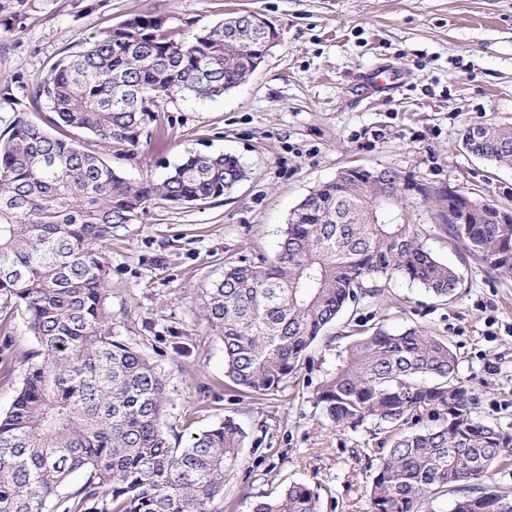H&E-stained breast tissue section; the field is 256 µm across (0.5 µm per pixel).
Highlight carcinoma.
I'll use <instances>...</instances> for the list:
<instances>
[{"label": "carcinoma", "instance_id": "cac0c4a2", "mask_svg": "<svg viewBox=\"0 0 512 512\" xmlns=\"http://www.w3.org/2000/svg\"><path fill=\"white\" fill-rule=\"evenodd\" d=\"M224 24L179 36L144 12L61 58L36 82L55 124L133 147L155 120L158 99L215 97L257 69L251 33L226 38ZM462 146L512 167V125L477 124ZM248 178L233 155H193L160 181L135 182L112 165L17 119L0 136V309H21L37 343L21 389L0 413V512H222L224 476L246 431L234 419L171 446L164 374L113 333L102 243L131 224L153 196L178 205L218 199ZM389 168L347 169L314 188L291 212L273 258L230 265L205 289L206 317L221 332L225 376L242 392H277L304 352L349 305L382 296L399 274L437 298L457 296L456 271L425 247L413 210L448 201L434 218L464 256L512 278V223L498 205L467 201ZM337 427L371 418L394 434L370 488L373 512H501L486 483L512 463V432L474 415L448 339L383 326L358 337L318 394ZM440 426L400 434L411 417ZM82 482L66 495L70 477ZM252 512H318L317 496L291 484Z\"/></svg>", "mask_w": 512, "mask_h": 512}]
</instances>
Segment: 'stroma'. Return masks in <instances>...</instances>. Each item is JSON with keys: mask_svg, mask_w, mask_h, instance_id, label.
<instances>
[{"mask_svg": "<svg viewBox=\"0 0 512 512\" xmlns=\"http://www.w3.org/2000/svg\"><path fill=\"white\" fill-rule=\"evenodd\" d=\"M196 32L238 12L271 21L279 39L238 87L211 98L159 102L133 157L80 132L76 139L124 177L154 180L192 154L228 153L250 173L231 194L194 205L159 198L103 250L106 303L117 339L165 374L171 434L187 441L231 416L247 433L224 479L223 512L292 483L320 512H372L369 488L385 435L374 420L335 428L317 392L351 326L411 327L448 338L480 418L512 431V279L460 261L435 223L423 240L457 269V300L434 298L396 275L379 303L349 307L302 357L283 388L249 396L224 376V345L205 317L203 291L224 266L274 254L294 208L351 167L390 168L512 205V169L461 145L466 127L512 124V0H0V134L24 117L49 134L37 80L63 56L144 12ZM23 312L0 325V412L16 397L35 348Z\"/></svg>", "mask_w": 512, "mask_h": 512, "instance_id": "obj_1", "label": "stroma"}]
</instances>
